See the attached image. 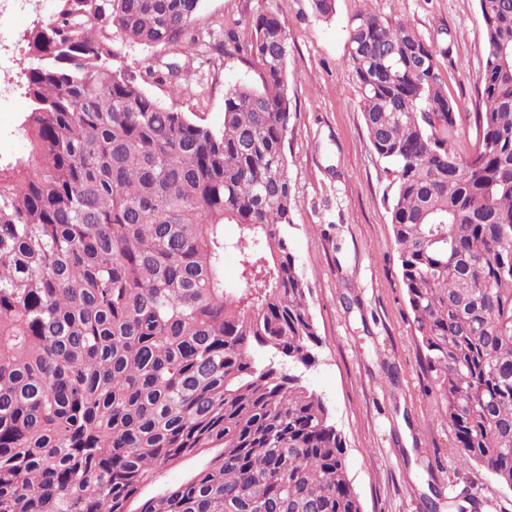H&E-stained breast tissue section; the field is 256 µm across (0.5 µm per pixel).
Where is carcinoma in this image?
Here are the masks:
<instances>
[{
  "label": "carcinoma",
  "mask_w": 512,
  "mask_h": 512,
  "mask_svg": "<svg viewBox=\"0 0 512 512\" xmlns=\"http://www.w3.org/2000/svg\"><path fill=\"white\" fill-rule=\"evenodd\" d=\"M198 5L58 0L27 36L29 151L0 160V512H363L328 406L292 372L320 337L285 232L279 14L233 42L262 85L226 90L218 130L112 68L116 34L191 50ZM478 10L465 158L460 107L413 28L358 14L349 62L393 175L389 219L448 454L512 489V0ZM228 251L242 256L233 283ZM196 457L185 483L142 496Z\"/></svg>",
  "instance_id": "1"
}]
</instances>
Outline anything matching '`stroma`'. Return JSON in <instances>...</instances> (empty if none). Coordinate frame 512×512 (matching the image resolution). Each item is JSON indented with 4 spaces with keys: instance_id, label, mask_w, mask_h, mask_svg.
<instances>
[{
    "instance_id": "1",
    "label": "stroma",
    "mask_w": 512,
    "mask_h": 512,
    "mask_svg": "<svg viewBox=\"0 0 512 512\" xmlns=\"http://www.w3.org/2000/svg\"><path fill=\"white\" fill-rule=\"evenodd\" d=\"M274 11L288 34L287 77L294 117L288 175L294 207L288 242L311 294L322 339L303 379L326 401L347 446L349 476L364 512H512V490L483 468L457 466L445 406L413 333L389 220L392 178L369 143L347 32L368 11L406 24L438 50L448 94L472 111L485 63L477 0H335L331 15L311 0H200L191 51L112 41V66L136 74L146 94L220 128L233 85L261 83L252 58L227 51L228 34L250 40L258 14ZM183 65L178 88L153 80L166 63ZM27 103L0 108V159L23 156Z\"/></svg>"
}]
</instances>
